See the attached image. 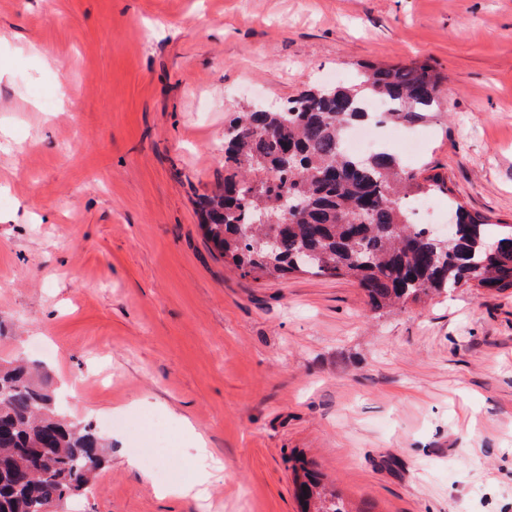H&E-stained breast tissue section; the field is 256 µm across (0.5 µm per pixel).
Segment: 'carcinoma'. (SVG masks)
I'll return each mask as SVG.
<instances>
[{"mask_svg": "<svg viewBox=\"0 0 512 512\" xmlns=\"http://www.w3.org/2000/svg\"><path fill=\"white\" fill-rule=\"evenodd\" d=\"M442 82L423 63H369L351 85L308 86L279 107L237 113L224 129V186L199 202L205 237L244 277L352 279L377 311L462 286L512 290V224L492 239L487 217L470 213L444 177L386 150L359 159L343 147L348 127L372 120L365 101L389 99L386 120L414 125L440 111ZM437 192L456 214L450 237L413 223L406 205ZM289 195L305 206L285 217L279 201ZM262 212L275 223H255ZM272 232L274 253L262 244ZM105 455L100 434L58 413L39 365L0 360V512H37L65 490L83 495ZM293 482L302 512H371L305 461Z\"/></svg>", "mask_w": 512, "mask_h": 512, "instance_id": "1", "label": "carcinoma"}]
</instances>
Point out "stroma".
<instances>
[{"label": "stroma", "mask_w": 512, "mask_h": 512, "mask_svg": "<svg viewBox=\"0 0 512 512\" xmlns=\"http://www.w3.org/2000/svg\"><path fill=\"white\" fill-rule=\"evenodd\" d=\"M409 62L445 111L403 163L512 224V0H0V359L112 444L66 512H300V459L374 512H512V294L377 313L349 280L241 276L196 214L233 113ZM180 416L221 467L200 498L158 493L192 466ZM120 417L161 422L170 464L131 470Z\"/></svg>", "instance_id": "obj_1"}]
</instances>
